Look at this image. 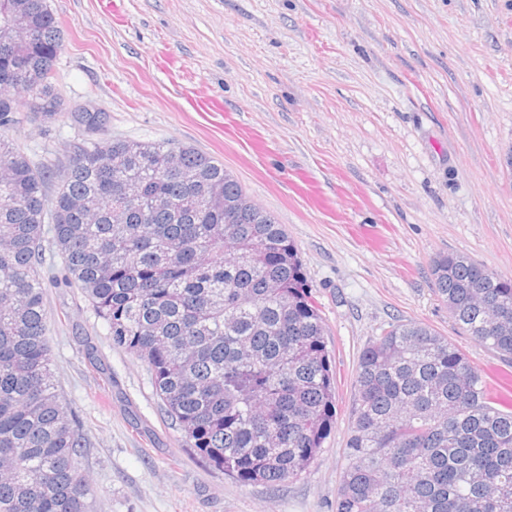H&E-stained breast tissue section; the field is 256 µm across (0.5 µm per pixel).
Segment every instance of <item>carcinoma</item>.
I'll return each instance as SVG.
<instances>
[{
	"label": "carcinoma",
	"mask_w": 512,
	"mask_h": 512,
	"mask_svg": "<svg viewBox=\"0 0 512 512\" xmlns=\"http://www.w3.org/2000/svg\"><path fill=\"white\" fill-rule=\"evenodd\" d=\"M61 41L47 0H0V512H90L86 440L47 338L48 234L66 285L147 364L199 458L244 484L301 477L331 428L335 376L294 243L222 162L165 141L83 142L47 199L54 164L10 132L23 107L93 118L54 93ZM431 270L459 329L512 360V278L457 253ZM346 448L336 512H512V411L425 324L361 351Z\"/></svg>",
	"instance_id": "carcinoma-1"
}]
</instances>
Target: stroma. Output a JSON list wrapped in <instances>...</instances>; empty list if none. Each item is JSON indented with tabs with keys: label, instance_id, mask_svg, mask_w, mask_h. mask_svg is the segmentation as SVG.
<instances>
[{
	"label": "stroma",
	"instance_id": "obj_1",
	"mask_svg": "<svg viewBox=\"0 0 512 512\" xmlns=\"http://www.w3.org/2000/svg\"><path fill=\"white\" fill-rule=\"evenodd\" d=\"M53 84L90 131L23 118L12 136L66 166L79 141H166L223 162L299 251L336 371V417L300 478L247 485L203 463L146 364L77 288L47 284L62 399L87 446L91 512H336L358 357L422 322L484 377L512 363L458 328L430 262L512 277V0H47Z\"/></svg>",
	"mask_w": 512,
	"mask_h": 512
}]
</instances>
